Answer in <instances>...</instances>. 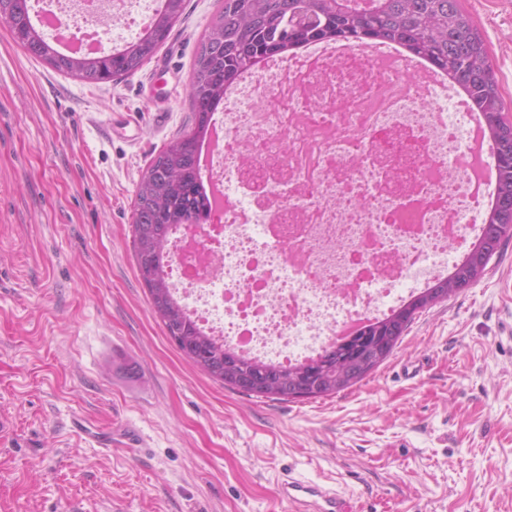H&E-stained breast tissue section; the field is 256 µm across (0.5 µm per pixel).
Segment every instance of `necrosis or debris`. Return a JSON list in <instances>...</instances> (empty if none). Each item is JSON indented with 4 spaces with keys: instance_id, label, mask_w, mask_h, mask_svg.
<instances>
[{
    "instance_id": "1",
    "label": "necrosis or debris",
    "mask_w": 512,
    "mask_h": 512,
    "mask_svg": "<svg viewBox=\"0 0 512 512\" xmlns=\"http://www.w3.org/2000/svg\"><path fill=\"white\" fill-rule=\"evenodd\" d=\"M43 31L78 50L121 47L158 0H36ZM202 167L217 222L184 224L167 270L207 333L287 365L377 320L447 273L493 193L475 178L473 110L405 53L311 43L242 76Z\"/></svg>"
}]
</instances>
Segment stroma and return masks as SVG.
Listing matches in <instances>:
<instances>
[{
    "label": "stroma",
    "instance_id": "stroma-1",
    "mask_svg": "<svg viewBox=\"0 0 512 512\" xmlns=\"http://www.w3.org/2000/svg\"><path fill=\"white\" fill-rule=\"evenodd\" d=\"M512 119V0H460ZM221 0H185L135 75L88 85L0 24V512H512V239L417 314L379 369L302 402L225 389L154 318L132 246L136 185L186 129ZM139 432L83 441L74 420ZM284 485L283 493L295 505L296 512H348L335 489L290 479Z\"/></svg>",
    "mask_w": 512,
    "mask_h": 512
}]
</instances>
